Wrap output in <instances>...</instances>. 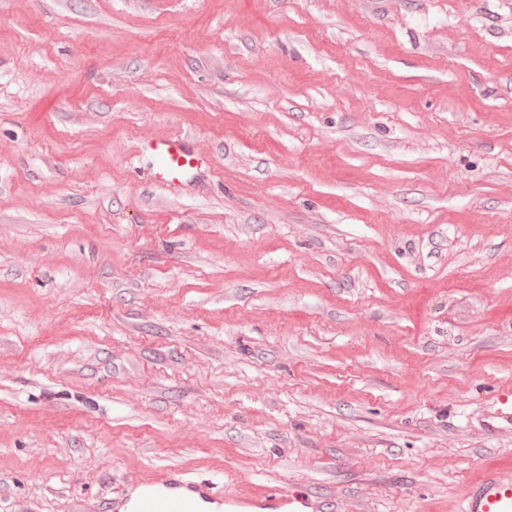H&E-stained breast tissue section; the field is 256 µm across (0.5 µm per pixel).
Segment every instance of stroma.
Listing matches in <instances>:
<instances>
[{
    "instance_id": "35a3bbf8",
    "label": "stroma",
    "mask_w": 512,
    "mask_h": 512,
    "mask_svg": "<svg viewBox=\"0 0 512 512\" xmlns=\"http://www.w3.org/2000/svg\"><path fill=\"white\" fill-rule=\"evenodd\" d=\"M508 386L512 0H0V512H462ZM150 151L155 158L154 178L160 183H187L191 177L199 175V159L183 136L155 141ZM313 498L266 488L224 499L220 484L212 478L169 470L152 482L137 483L120 501L108 502L107 512H205L207 504L225 512H317Z\"/></svg>"
}]
</instances>
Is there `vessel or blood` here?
I'll list each match as a JSON object with an SVG mask.
<instances>
[{
	"instance_id": "1",
	"label": "vessel or blood",
	"mask_w": 512,
	"mask_h": 512,
	"mask_svg": "<svg viewBox=\"0 0 512 512\" xmlns=\"http://www.w3.org/2000/svg\"><path fill=\"white\" fill-rule=\"evenodd\" d=\"M155 159L154 178L163 184L185 183L198 175L201 164L187 140L174 136L151 143ZM512 426V388L497 398L487 430L499 424ZM221 508L222 512H317L312 496L289 493L280 489L246 491L224 498L218 482L200 478L184 471L169 470L154 481L134 485L130 493L110 502V512H205V505ZM463 512H512V481L492 473L482 475L465 498Z\"/></svg>"
}]
</instances>
